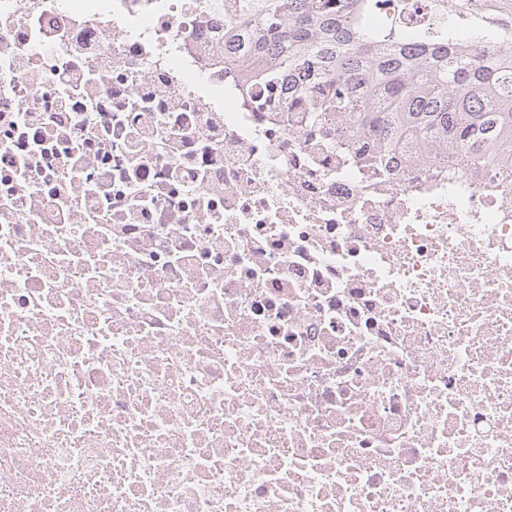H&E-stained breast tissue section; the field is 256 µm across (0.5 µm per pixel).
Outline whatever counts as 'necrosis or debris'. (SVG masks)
I'll return each instance as SVG.
<instances>
[{"mask_svg": "<svg viewBox=\"0 0 512 512\" xmlns=\"http://www.w3.org/2000/svg\"><path fill=\"white\" fill-rule=\"evenodd\" d=\"M223 29L0 0V512H512V146L367 179Z\"/></svg>", "mask_w": 512, "mask_h": 512, "instance_id": "necrosis-or-debris-1", "label": "necrosis or debris"}]
</instances>
